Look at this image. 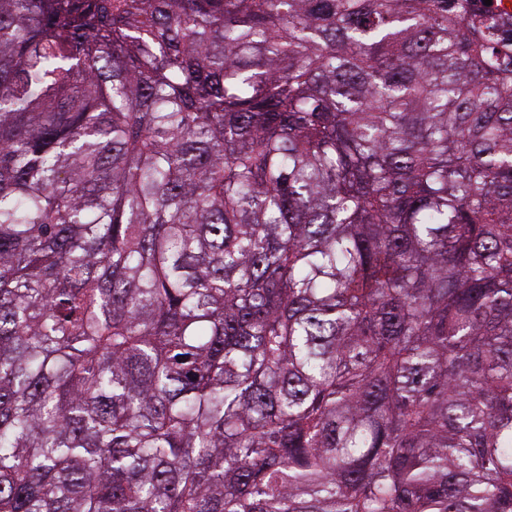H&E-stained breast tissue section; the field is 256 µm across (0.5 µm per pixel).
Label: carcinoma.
Wrapping results in <instances>:
<instances>
[{
  "label": "carcinoma",
  "instance_id": "1",
  "mask_svg": "<svg viewBox=\"0 0 512 512\" xmlns=\"http://www.w3.org/2000/svg\"><path fill=\"white\" fill-rule=\"evenodd\" d=\"M507 39L0 0V512H512Z\"/></svg>",
  "mask_w": 512,
  "mask_h": 512
}]
</instances>
